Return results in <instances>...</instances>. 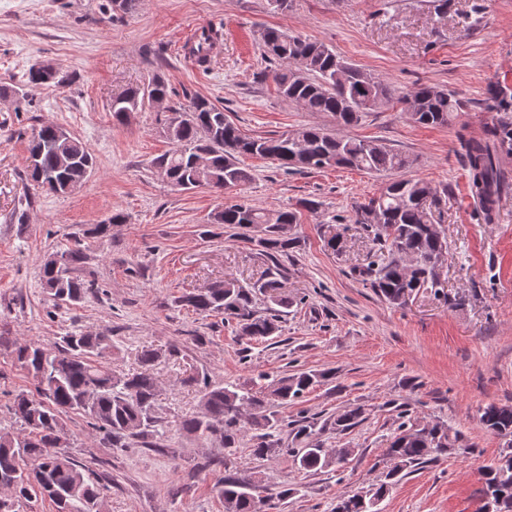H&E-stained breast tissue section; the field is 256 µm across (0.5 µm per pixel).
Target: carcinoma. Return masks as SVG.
Segmentation results:
<instances>
[{
    "label": "carcinoma",
    "instance_id": "carcinoma-1",
    "mask_svg": "<svg viewBox=\"0 0 512 512\" xmlns=\"http://www.w3.org/2000/svg\"><path fill=\"white\" fill-rule=\"evenodd\" d=\"M222 33L209 27L196 35L188 54L196 65L208 68L211 54ZM264 54L277 66L261 73L278 93L308 112H323L339 127L332 133L306 127L271 137H249L230 121L224 107L196 95L187 104L168 107L180 121L167 139L172 148L152 160L163 168L173 186L184 190L209 187L216 191L251 181L252 173L240 166L239 157L250 155L272 160L287 172L308 173L326 168H355L370 174L401 173L413 159L380 140L359 139L342 129L361 122L364 116L398 105L411 121L426 126H446L461 102L446 89L423 84L412 95L399 93L384 78L347 62L326 44L268 28L261 36ZM70 74L29 68L28 84L71 83ZM166 79L153 75L148 82L112 96L110 112L118 122L130 112H142L154 100H167ZM462 146L469 170L470 192L480 202L484 220L492 223L498 203L512 182L506 163L512 159V123L501 121L486 128L480 139H464ZM208 160L206 170L196 165L199 154ZM95 169L90 149L69 131L54 124L34 129L28 145L23 194L14 216L25 222L27 209L42 193L65 195L75 191ZM439 190L419 180L400 177L386 183L379 195L355 206L353 223L378 246V255L358 269V276L377 295L393 306L404 305L411 292L433 288L438 267L447 254L446 240L434 222L442 197ZM214 223L240 230L238 237L256 247L266 266L267 281L243 286L226 277L175 300L199 314H221L236 323L237 334L249 340L277 335L282 319L294 300L277 292V279L286 275L283 258L298 247L299 240L285 233L298 223L295 210L267 211L240 202L224 206ZM86 255L79 240L44 263L43 288L54 305H73L101 288L93 280L76 275ZM268 294L269 306L262 314L254 309L256 293ZM112 352V338L104 333L72 331L53 343H32L13 350L15 363L34 381L35 391L21 392L11 400L10 410L19 431L0 429V483L10 494L0 496V512H33L35 503L49 500L55 512H99L106 486L93 479L68 453L70 434L64 416L75 413L89 419L105 448H127L130 440L159 436L162 420L157 416V379L152 372L159 352L144 349L140 368L117 374L103 363ZM330 371H297L270 384L232 389L201 378L199 411L184 418L179 430L207 441L218 438L224 447V476L217 484L224 499V512H266L271 499L285 500L294 489L283 486L260 495L259 482L233 467L232 456L245 433H251L252 451L259 458L286 455L295 468L317 472L346 461L352 448L334 451L315 438L317 423L280 418L276 411L295 403L311 389L332 381ZM366 408L353 405L323 423L338 433L359 426ZM486 431L506 439V448L494 462L478 469L479 506L475 512H512V405L489 404L479 412ZM474 445L443 423L416 424L408 410L386 448V469L374 487L336 496L332 512H380L378 505L399 481L401 474L419 465L439 461L448 454L472 455Z\"/></svg>",
    "mask_w": 512,
    "mask_h": 512
}]
</instances>
